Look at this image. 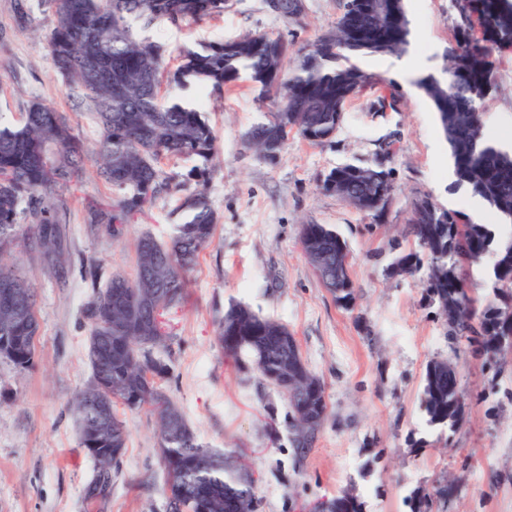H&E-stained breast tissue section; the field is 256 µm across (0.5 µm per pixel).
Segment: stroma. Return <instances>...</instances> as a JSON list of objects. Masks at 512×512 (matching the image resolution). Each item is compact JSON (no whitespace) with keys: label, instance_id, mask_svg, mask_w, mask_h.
<instances>
[{"label":"stroma","instance_id":"stroma-1","mask_svg":"<svg viewBox=\"0 0 512 512\" xmlns=\"http://www.w3.org/2000/svg\"><path fill=\"white\" fill-rule=\"evenodd\" d=\"M298 15L273 11L267 0H225L224 13L202 20L158 22L149 39L167 52L162 74L177 65L183 46L265 33L293 48L309 47L340 13L339 0H299ZM411 46L422 52L423 72L439 71L454 43L460 18L453 0H407ZM52 16L36 12L18 25L13 0H0V116L16 121L31 97L62 112L88 150L99 132L88 105L76 104L57 73L46 36ZM395 56L355 57L363 71L394 85L363 89L346 106L331 142L318 146L289 135L275 162L260 160L243 141L246 131L276 111L248 80L223 90L181 89L162 82L164 100L203 103L216 134L204 184L170 188L135 214L120 237L89 231L93 207H107L108 185L87 163L82 178L59 206L67 216L73 274L59 287L51 269L15 247L17 270L38 283L40 329L36 366L18 370L0 358V512H90L83 488L96 467L79 445L70 411L91 376L89 326L82 311L92 290L80 274L94 263L103 275L134 276L137 238L145 232L166 241L171 211L184 191L203 187L219 222L211 246L186 277L188 298L165 315L174 341L172 376L165 388L201 443L231 449L259 476L258 512H309L321 501L352 496L360 512H409L406 499L430 512H512V353L495 358L469 352L449 337L444 319L419 279L389 273L414 250L406 232L413 200L421 194L453 210L471 212L454 180L448 144L431 103L406 83ZM499 89L487 103V128L512 144V51L495 54ZM387 153L397 186L381 218L366 215L320 185L331 168L372 161ZM304 224L331 225L350 251L358 292L347 311L323 288L302 252ZM243 303L286 324L310 371L323 382L327 418L313 448L296 458L288 434V403L257 374L244 373L216 340L215 320ZM434 360L456 364L465 393L460 427L441 433L421 404L423 376ZM127 445L112 485L108 512H165V474L158 427L147 409L119 408ZM454 478L455 494L434 496Z\"/></svg>","mask_w":512,"mask_h":512}]
</instances>
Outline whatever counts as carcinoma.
<instances>
[{"label":"carcinoma","mask_w":512,"mask_h":512,"mask_svg":"<svg viewBox=\"0 0 512 512\" xmlns=\"http://www.w3.org/2000/svg\"><path fill=\"white\" fill-rule=\"evenodd\" d=\"M51 12L47 41L57 72L70 91L93 108L99 128L97 174L115 193L112 207L89 212L88 228L125 224L169 189L171 177L160 167L165 157H196L206 163L216 137L201 112L202 104L163 103L158 97L164 46L139 35L156 22L200 20L224 14V0H38ZM333 28L286 70L288 43L254 33L238 39L203 44L180 51V64L170 82L219 90L243 75L262 93L279 99L277 110L265 115L244 136L247 148L272 161L292 132L312 144H324L341 124L345 106L365 86L380 79L351 63L357 55H402L410 45L405 0H342ZM463 26L456 48L441 72L418 81L431 102L453 160L457 185L485 202L503 223L512 225V149L502 146L486 129L485 111L498 80L492 61L496 52L512 48V0H455ZM20 23L35 21L30 0H14ZM101 60L108 76L88 79L81 61ZM88 156L66 117L34 97L19 123L0 120V277L12 276L18 288L12 305L26 317L5 319L0 302V352L11 354L15 368L35 366L39 321L35 280L20 274L5 258L17 243L54 270L67 285L66 220L53 201L54 191L81 177ZM393 171L385 160L346 163L331 169L333 187L322 190L372 216L380 183ZM179 215L169 241L144 233L136 240V272L130 279L112 274L99 286L97 267L88 266L92 296L84 308L89 325L90 381L71 404L80 447L117 448L95 469L84 487L85 500L105 512L125 452L127 432L117 407H147L159 423V458L166 472V512H186L197 502L207 512H257L256 483L233 450L207 449L181 409L161 385L169 365L158 351L170 336L157 314L179 307L185 298V277L213 241L218 221L207 195L197 190L176 208ZM408 234L419 250L399 257L391 266L397 277L422 275L423 287L437 307L453 302L454 313L442 315L448 335L477 344L497 357L495 337L512 330L500 321L499 308L512 305V234L495 224H478L453 209L423 213L412 203ZM303 252L324 288L341 307L352 310L357 294L352 279L336 278V256L346 241L327 224H303ZM492 262L491 293L495 302L481 301L469 287V269L485 256ZM217 340L243 368L279 387L282 377L297 381L299 396L287 398L288 433L304 457L319 429L306 425L313 414L324 423L328 402L323 383L312 391L311 371L295 336L283 323L234 303L217 321ZM459 379L448 376V362L426 367L422 407L429 424L455 429L463 418Z\"/></svg>","instance_id":"carcinoma-1"}]
</instances>
